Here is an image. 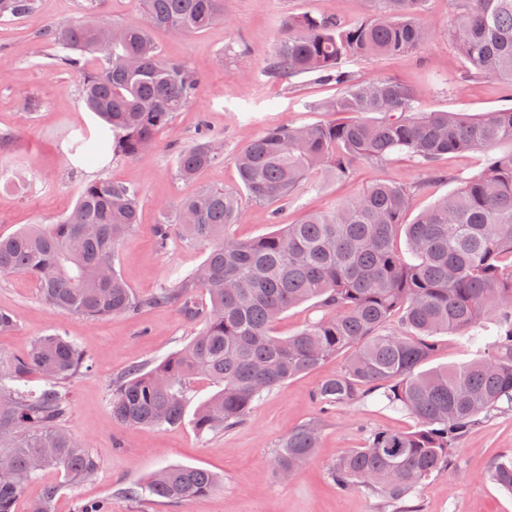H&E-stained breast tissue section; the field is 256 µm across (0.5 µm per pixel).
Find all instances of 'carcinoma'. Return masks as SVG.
<instances>
[{"instance_id":"cac0c4a2","label":"carcinoma","mask_w":512,"mask_h":512,"mask_svg":"<svg viewBox=\"0 0 512 512\" xmlns=\"http://www.w3.org/2000/svg\"><path fill=\"white\" fill-rule=\"evenodd\" d=\"M37 0H0V21L21 20ZM139 17L55 22L43 36L57 63L82 79L86 108L105 124L94 140L70 139L83 162L100 159L98 144L139 158L157 131L196 98L199 79L183 61L163 58L158 30L200 32L224 20V0H139ZM374 10L346 23L337 15L288 19L268 66L275 80H331L341 93L326 111L345 115L327 124L283 125L252 140L234 159L256 202L287 199L307 174L350 175L359 159L405 151L430 164L443 155L479 150L483 172L407 222L411 190L375 183L330 212L311 213L263 237L226 233L243 219L236 192L205 190L162 216L157 236L179 233L205 243L203 276L178 277L147 298L115 269L114 252L139 223L140 192L110 179L88 182L76 206L53 224L0 236V275L24 273L55 311L99 320L156 306L194 319L193 293L210 308L190 341L147 367L112 382V418L121 425L163 430L180 425L191 383L205 378L219 390L194 417L203 434L242 423L263 393L345 356L342 369L320 382L315 398L350 405L383 390L388 406L409 413L406 431H379L338 456L329 474L340 488L384 497L394 512H420L407 497L448 467L455 443L491 411L512 409V108L470 119L459 112L417 115L415 90L391 78L360 82L342 70L347 58L413 52L427 41L420 22L425 0H372ZM452 40L476 73L512 84V0H451ZM375 114V119L363 115ZM223 155L202 133L177 157V174L191 178ZM404 231L405 258L395 247ZM314 300L328 317L293 335L273 327L289 308ZM404 331L380 333L395 313ZM496 331L486 358L462 367L421 371L435 350L432 337L483 338ZM90 364L81 347L60 334L38 337L27 354H0V512H14L23 488L53 469L64 482L91 477L97 459L63 427L64 385ZM39 376L44 385L33 388ZM317 448V427L288 434L274 474L293 477ZM490 478L512 492V457L497 460ZM215 486L207 470L174 465L154 473L139 491L170 501L204 496ZM62 485L43 488L31 512H54Z\"/></svg>"}]
</instances>
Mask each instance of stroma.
<instances>
[{
    "instance_id": "1",
    "label": "stroma",
    "mask_w": 512,
    "mask_h": 512,
    "mask_svg": "<svg viewBox=\"0 0 512 512\" xmlns=\"http://www.w3.org/2000/svg\"><path fill=\"white\" fill-rule=\"evenodd\" d=\"M84 0H39L37 10L18 21L0 22V132L10 135L0 148V235L31 224H51L74 208L87 181L109 178L140 192V222L115 250V268L135 293L153 295L204 261L206 245L172 236L160 244L155 228L163 214L200 189H241L234 156L267 128L319 124L333 120L323 102L338 87L311 77L289 82L269 78L267 63L289 17L335 13L351 21L369 14L370 0H224V22L202 32L159 31L163 57L188 63L201 81L195 102L160 130L154 148L137 159L105 154L82 164L67 151L66 138L93 130L97 120L80 98L78 75L56 64L40 40L51 22L80 17ZM450 0H426L420 16L430 37L411 55L348 61L344 70L359 80H399L416 92L415 111L461 112L477 118L512 108V88L496 78L470 74L448 39ZM208 132L223 145V157L198 177L176 175L179 151ZM486 157L470 151L448 154L433 165L396 153L385 161L354 162L349 178L337 180L315 171L284 201L259 204L242 196L244 219L228 232L238 239L258 238L312 212H326L361 194L377 181L412 191L410 216L446 196L454 185L478 175ZM0 310L11 313L14 328L0 334V352L18 356L32 342L58 331L74 339L92 368L67 382L70 401L64 427L86 443L99 468L85 481L64 486L55 512H72L75 500L102 503L105 512H384L381 498L342 489L328 470L338 455L361 446L376 431L410 429L406 412L388 407L381 394L321 410L318 384L340 371L343 360H327L308 374L264 394L239 426L218 434H199L193 426L198 406L216 388L196 379L187 394L181 425L162 431L125 426L112 417L109 386L135 365L149 364L181 349L200 329V320L177 308L156 307L137 315L89 321L52 310L34 281L17 273L0 276ZM487 347L459 336H442L427 361L430 369L463 366L485 358ZM321 425L318 446L291 479L273 473L275 451L302 425ZM512 454V411L495 413L453 448L447 468L435 473L409 498L421 512H512V495L492 482L494 463ZM171 465L206 469L218 485L206 496L169 502L149 497L134 502L127 489L142 487L157 470Z\"/></svg>"
}]
</instances>
